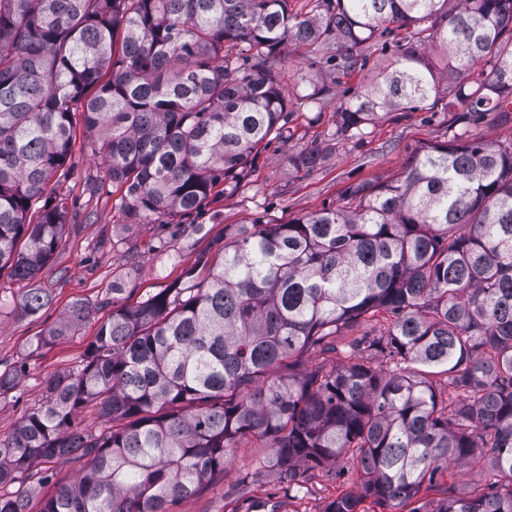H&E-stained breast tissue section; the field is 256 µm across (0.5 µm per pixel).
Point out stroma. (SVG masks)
<instances>
[{
	"label": "stroma",
	"instance_id": "obj_1",
	"mask_svg": "<svg viewBox=\"0 0 512 512\" xmlns=\"http://www.w3.org/2000/svg\"><path fill=\"white\" fill-rule=\"evenodd\" d=\"M280 57V78L294 112L292 137L285 143L272 141L243 179L218 183L189 213L131 221L106 176L105 157L95 152L82 116H75L74 152L48 200L49 205L66 206L61 241L34 279L0 274V370H22L16 386L0 393V438L46 402L53 378L77 371L113 309L136 305L182 281L201 257L213 256L225 227L285 223L338 202L352 185L397 181L424 150L456 133L512 140V113L490 112L473 122L443 96L433 109L392 113L368 126L362 137L328 148L339 102L330 95L312 104L305 96L312 86L332 84L335 69L314 57L308 46L292 41L281 46ZM311 147L325 149L321 164L305 176L293 173L291 156ZM32 289L47 295L49 303L28 315L19 304ZM79 304L87 311L73 331L30 350L34 337L61 324ZM268 455L260 441H238L223 472L178 502L174 512H324L332 500L358 489V475L346 461L304 473L295 487L265 466ZM486 478L477 465L449 466L435 487L409 502L410 512H430L445 488L463 495L483 486Z\"/></svg>",
	"mask_w": 512,
	"mask_h": 512
}]
</instances>
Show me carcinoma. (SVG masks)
Segmentation results:
<instances>
[{"label":"carcinoma","instance_id":"cac0c4a2","mask_svg":"<svg viewBox=\"0 0 512 512\" xmlns=\"http://www.w3.org/2000/svg\"><path fill=\"white\" fill-rule=\"evenodd\" d=\"M507 39L512 0H312L304 15L288 0H0V272L32 279L59 245L64 203L35 224L29 212L72 156L77 112L130 218L191 212L291 137L282 44L326 54L343 76L377 44L390 53L370 87L341 91L338 141L434 106L424 52L436 45L467 112H512ZM321 158L308 148L290 165L307 175ZM202 265L112 311L80 370L52 379L45 404L0 438V512H30L28 491L7 487L76 453L88 469L39 512H171L244 438L265 442L297 486L302 468L353 462L359 493L325 512L366 499L403 512L450 463L480 465L486 484L447 490L431 512H512V142L455 138L339 205L238 224ZM45 305L36 289L21 302L27 314ZM384 313L345 363L304 366ZM89 404L109 427L73 428ZM376 318H378L380 322L376 321L374 318H369V316L361 318L351 327L344 329L339 336H336L333 343L336 344L340 350H345L355 338L363 336L374 328H379L380 324H386L382 315Z\"/></svg>","mask_w":512,"mask_h":512}]
</instances>
